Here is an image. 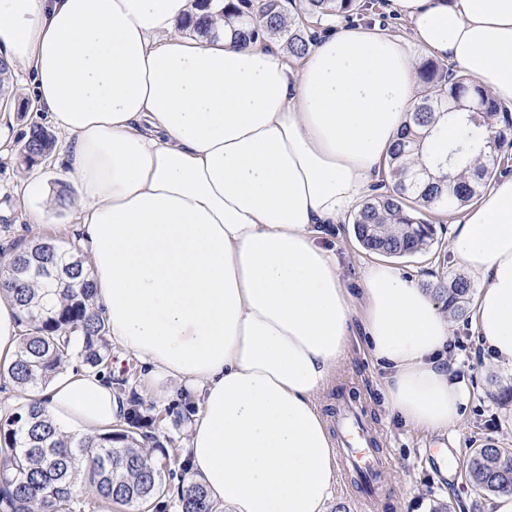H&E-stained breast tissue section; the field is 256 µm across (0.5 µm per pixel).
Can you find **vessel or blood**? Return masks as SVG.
<instances>
[{
  "instance_id": "vessel-or-blood-1",
  "label": "vessel or blood",
  "mask_w": 512,
  "mask_h": 512,
  "mask_svg": "<svg viewBox=\"0 0 512 512\" xmlns=\"http://www.w3.org/2000/svg\"><path fill=\"white\" fill-rule=\"evenodd\" d=\"M339 427V461L350 479L359 480L361 501L373 498L378 489L379 474L387 456L375 447L358 411L345 406L337 415Z\"/></svg>"
}]
</instances>
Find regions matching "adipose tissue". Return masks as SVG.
Segmentation results:
<instances>
[{
  "instance_id": "adipose-tissue-1",
  "label": "adipose tissue",
  "mask_w": 512,
  "mask_h": 512,
  "mask_svg": "<svg viewBox=\"0 0 512 512\" xmlns=\"http://www.w3.org/2000/svg\"><path fill=\"white\" fill-rule=\"evenodd\" d=\"M388 5L408 33L366 12L294 67L271 38L180 33L224 0H0V47L65 138L109 336L198 401L188 472L225 512H326L337 459L318 398L356 333L405 425L463 418L442 305L376 262L352 294L316 238L347 223L389 156L416 99V49L512 104V0ZM449 250L478 284L471 329L512 366V177L463 210ZM39 398L90 435L124 411L84 370Z\"/></svg>"
}]
</instances>
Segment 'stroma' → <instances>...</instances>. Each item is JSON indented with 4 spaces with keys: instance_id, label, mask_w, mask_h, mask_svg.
I'll use <instances>...</instances> for the list:
<instances>
[{
    "instance_id": "35a3bbf8",
    "label": "stroma",
    "mask_w": 512,
    "mask_h": 512,
    "mask_svg": "<svg viewBox=\"0 0 512 512\" xmlns=\"http://www.w3.org/2000/svg\"><path fill=\"white\" fill-rule=\"evenodd\" d=\"M9 90L20 109L7 144L0 148V254L9 256L30 247L49 229L54 230L58 246L78 247V213L74 207L52 209L39 226L29 221L30 204L23 197V189L30 179L41 180L54 194L62 191L72 195L76 189L55 160L32 168L22 164L19 150L37 117L25 105L29 94L21 76L12 77ZM432 220L438 227L437 244L429 251L391 260L422 284L461 272L448 250L449 212L434 214ZM324 242L340 257L347 288H357L366 265L377 261V254L357 242L348 224L337 225ZM454 338L463 345L455 353L456 375L469 385L470 395L461 425L448 434L416 431L398 420L384 404L381 372L366 358L363 345L352 342L334 384L321 401L322 411L331 421L344 404H359L366 428L379 447L388 450L390 464L381 474L379 498L360 504L357 490L341 477L327 512H433L441 503L448 504L450 512H490L493 495L473 484L466 464L472 450L483 444L512 448V398L502 394L503 389L512 388V368L497 365L480 353L467 319L455 320ZM105 375L120 400L138 404L141 413L151 417L144 445L169 475L154 512H176L177 472L196 406L184 399L177 381L149 375L137 359L122 354L120 348H113Z\"/></svg>"
}]
</instances>
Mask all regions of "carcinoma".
<instances>
[{
	"instance_id": "obj_1",
	"label": "carcinoma",
	"mask_w": 512,
	"mask_h": 512,
	"mask_svg": "<svg viewBox=\"0 0 512 512\" xmlns=\"http://www.w3.org/2000/svg\"><path fill=\"white\" fill-rule=\"evenodd\" d=\"M360 14L359 0H237L224 7V25L234 38L255 40L265 34L285 39L289 56L301 59L316 40L305 28L337 17ZM201 38L217 29L207 15L182 26ZM420 91L409 123L385 161L389 183L382 194L365 197L349 218L354 235L369 252L409 256L437 242L427 213L473 203L512 151V108L493 100L470 77L426 60L418 66ZM459 114L461 137L437 163L438 176L413 167L424 146L428 126L439 111ZM495 159L482 163L485 148ZM55 140L34 125L20 151L32 167L52 154ZM9 263L18 278L0 288L20 311V342L14 359L0 364V378L13 387L35 391L48 385L71 362L87 371L108 368L111 344L105 319L96 309L94 281L83 259L70 249L36 244L16 251ZM426 288L454 318L467 312L471 285L461 277ZM144 419L137 406L126 426L103 434L77 436L62 431L40 403L25 404L0 422V512H81L82 499L72 487L84 482L106 503L148 508L165 491V472L143 447ZM471 480L489 492H512V451L495 445L474 450L468 462ZM177 512H216L204 486L196 481L178 487Z\"/></svg>"
}]
</instances>
